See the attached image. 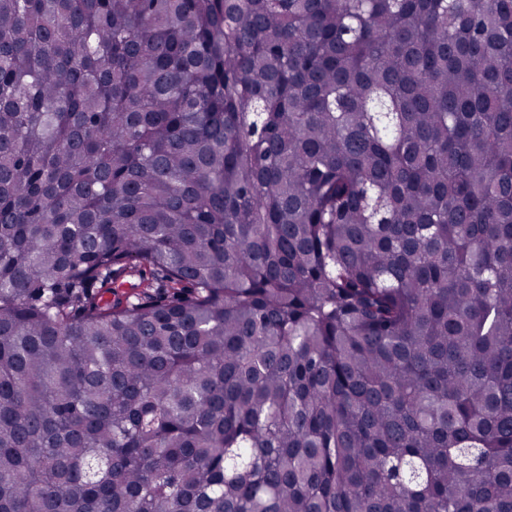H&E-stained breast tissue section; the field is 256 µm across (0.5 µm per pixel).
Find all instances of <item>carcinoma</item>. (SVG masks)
Masks as SVG:
<instances>
[{
    "label": "carcinoma",
    "instance_id": "carcinoma-1",
    "mask_svg": "<svg viewBox=\"0 0 512 512\" xmlns=\"http://www.w3.org/2000/svg\"><path fill=\"white\" fill-rule=\"evenodd\" d=\"M0 512H512V0H0Z\"/></svg>",
    "mask_w": 512,
    "mask_h": 512
}]
</instances>
